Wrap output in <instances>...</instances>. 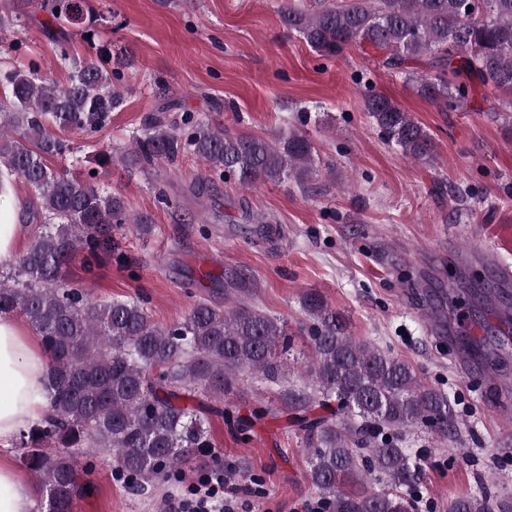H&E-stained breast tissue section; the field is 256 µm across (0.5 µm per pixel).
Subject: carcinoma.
<instances>
[{"label": "carcinoma", "mask_w": 512, "mask_h": 512, "mask_svg": "<svg viewBox=\"0 0 512 512\" xmlns=\"http://www.w3.org/2000/svg\"><path fill=\"white\" fill-rule=\"evenodd\" d=\"M315 11L285 0L283 24L317 54L338 57L355 48L387 70L403 74L414 92L442 110L466 108L471 85L509 97L512 112V0H324ZM44 11L46 36L60 59H70L65 22L82 38L96 34L101 14L90 0H0V34ZM429 58V72L408 63ZM129 55L109 50L74 65L57 85L38 72L0 68V172L24 181L38 200L35 236L6 273H0V316L19 314L50 356L47 408L19 434L21 458L45 492L47 512H73L84 494L83 460L104 449L126 479L144 494L161 477L178 479L187 467L218 461L205 414L224 415V395L242 377L280 376L278 351L287 349V322L248 301L233 275L211 271L185 283L224 287V303L193 300L176 323L157 325L139 298L96 299L70 284L75 261L85 272L124 259L112 225L132 224L149 235L145 215L130 216L123 200L49 166L74 153L60 133L97 132L124 102ZM363 110L385 143L404 157L431 162L434 142L412 116L380 93ZM190 154L243 189L318 172L315 149L298 129L268 140L236 133L185 113L170 121L145 116L122 161L147 168ZM300 305L299 335L309 341L302 383L285 393L290 419L304 431L307 478L327 512H411L418 498L421 458L403 446L404 435L427 430L446 440L457 432L448 393L422 382L409 363L351 336L346 317L311 290ZM489 372L499 352L474 344ZM336 402L331 416L318 407ZM448 512H512L507 499L462 495Z\"/></svg>", "instance_id": "obj_1"}]
</instances>
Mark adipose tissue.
Listing matches in <instances>:
<instances>
[{"label": "adipose tissue", "mask_w": 512, "mask_h": 512, "mask_svg": "<svg viewBox=\"0 0 512 512\" xmlns=\"http://www.w3.org/2000/svg\"><path fill=\"white\" fill-rule=\"evenodd\" d=\"M24 205L15 190L0 194V262L10 260L27 233ZM48 356L31 332L15 317H0V444L39 420L47 405ZM28 483L0 458V512H31Z\"/></svg>", "instance_id": "ef3b65f1"}]
</instances>
